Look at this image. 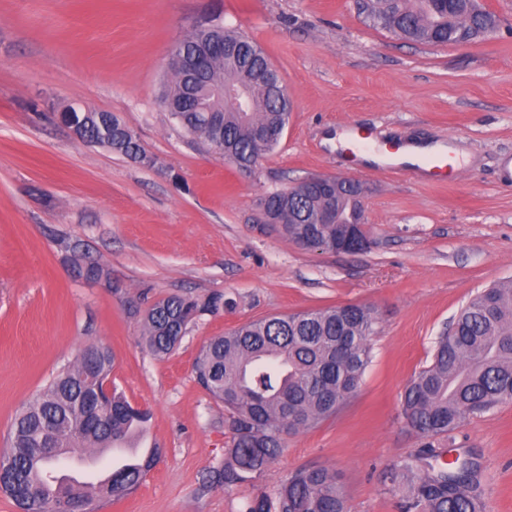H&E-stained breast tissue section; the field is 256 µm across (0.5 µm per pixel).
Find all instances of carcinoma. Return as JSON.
<instances>
[{"instance_id": "1", "label": "carcinoma", "mask_w": 512, "mask_h": 512, "mask_svg": "<svg viewBox=\"0 0 512 512\" xmlns=\"http://www.w3.org/2000/svg\"><path fill=\"white\" fill-rule=\"evenodd\" d=\"M362 9L373 25L421 44L472 42L496 27L495 15L479 0H365ZM168 66L164 96L179 106L171 116L192 139L233 165L255 166L278 147L281 138L261 136L259 130L287 127L286 86L265 75L253 78L272 63L252 38L219 23L201 24L176 43ZM103 116L79 108L62 113L65 121L84 128V142L151 164L136 133L117 115L110 123ZM352 194L342 187L330 200L301 181L260 198L259 206L273 214L275 227L290 241L322 245L339 231L336 224L320 223L327 208H336L344 224L365 220ZM70 261L85 282L108 278L100 263L81 253ZM222 307L233 308L234 300L215 293L155 302L143 321L146 348L157 356L172 353L191 324ZM377 325L372 307L346 304L249 322L203 346L194 363L197 380L224 403L232 431L224 469L214 472L213 482L231 487L259 477L279 456L283 435L316 427L354 396L371 361ZM111 371L110 366L95 370L81 358L16 413L10 449L0 457V490L19 512H63L70 502L89 506L140 486L155 462V449L134 466L112 468L97 485L67 478L55 487L48 483L63 452L108 448L144 431L150 413L115 391L88 415L78 412L85 391L104 390ZM506 401H512V280L491 285L460 308L439 336L431 364L406 386L401 414L430 440ZM48 426L56 433L40 445ZM438 457L429 444L388 471L405 512H484L480 468L472 454H459L446 467ZM246 512H347L346 496L335 473L315 467L293 474L274 497H256Z\"/></svg>"}]
</instances>
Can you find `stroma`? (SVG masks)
Wrapping results in <instances>:
<instances>
[{"instance_id":"1","label":"stroma","mask_w":512,"mask_h":512,"mask_svg":"<svg viewBox=\"0 0 512 512\" xmlns=\"http://www.w3.org/2000/svg\"><path fill=\"white\" fill-rule=\"evenodd\" d=\"M491 36L463 45L405 41L367 23L358 0H0V454L19 408L91 344L152 418L159 448L140 487L94 512H244L292 473H337L348 512H403L386 474L424 440L400 416L408 381L473 295L512 280V0H483ZM216 15L253 38L287 80L292 109L277 151L243 172L196 144L161 104L171 47ZM120 116L152 165L77 140L58 114ZM461 149L451 182L409 165H356L327 144L338 130ZM331 175L366 188L368 247L304 249L264 223L259 197ZM107 270L76 279L61 239ZM232 297L169 356L150 354L142 318L171 295ZM379 318L360 388L315 428L285 435L251 481L226 487L231 430L198 383L201 347L244 323L342 304ZM480 466L486 512H512V402L435 443Z\"/></svg>"}]
</instances>
